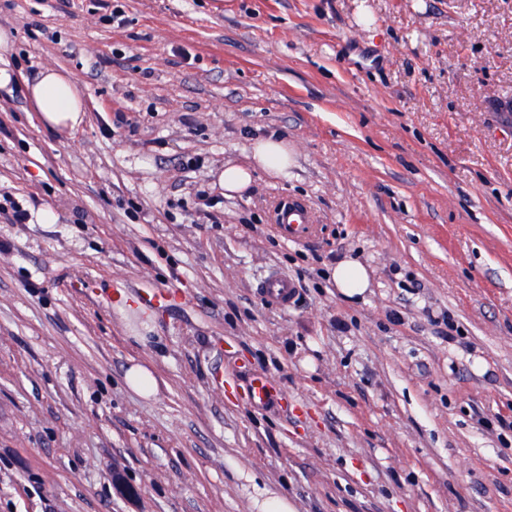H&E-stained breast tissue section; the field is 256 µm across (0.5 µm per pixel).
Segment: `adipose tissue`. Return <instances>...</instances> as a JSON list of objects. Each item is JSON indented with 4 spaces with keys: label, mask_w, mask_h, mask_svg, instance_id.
Listing matches in <instances>:
<instances>
[{
    "label": "adipose tissue",
    "mask_w": 512,
    "mask_h": 512,
    "mask_svg": "<svg viewBox=\"0 0 512 512\" xmlns=\"http://www.w3.org/2000/svg\"><path fill=\"white\" fill-rule=\"evenodd\" d=\"M27 91L44 124L62 131L75 129L82 124V92L69 75L51 67L44 68L28 83ZM293 162V154L284 138L274 133L256 138L248 163L225 164L220 175L224 194L232 197L244 193L259 170L275 176H287ZM329 278L335 288L349 298L364 295L371 285L368 269L352 257L330 268Z\"/></svg>",
    "instance_id": "1"
}]
</instances>
